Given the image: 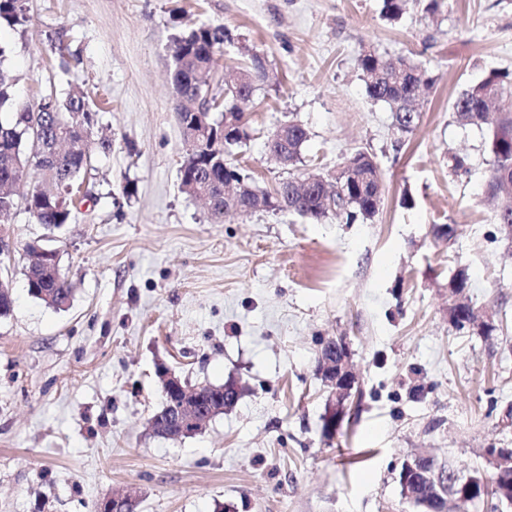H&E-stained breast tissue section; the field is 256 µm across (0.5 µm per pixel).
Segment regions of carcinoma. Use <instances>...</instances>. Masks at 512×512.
Masks as SVG:
<instances>
[{"instance_id":"carcinoma-1","label":"carcinoma","mask_w":512,"mask_h":512,"mask_svg":"<svg viewBox=\"0 0 512 512\" xmlns=\"http://www.w3.org/2000/svg\"><path fill=\"white\" fill-rule=\"evenodd\" d=\"M28 21L26 0H0V30L16 29ZM228 35L220 27L201 24L173 36L170 64L172 87L177 98V113L186 142V155L179 167L182 192L195 196L198 192L213 194L209 212L217 224L224 223V196L218 187L224 182L246 180L234 163L232 148L247 144V125L224 133V115L244 120L241 104L250 100L257 84L270 79L263 58L254 56L248 65L233 74L224 75V96L211 88L219 72L217 55ZM368 97L386 104L390 111L409 99H416L428 85L425 72L406 58L391 59L375 51H364L358 58ZM512 85V74L492 71L469 85L454 103L456 122L475 126L488 133L493 155L492 167L484 193L496 201L495 219L503 236L512 226V100L493 98L496 89ZM14 107L8 122L0 121V224L10 223L16 208L17 187L24 169L34 166L37 184L25 197L26 209L37 223L49 227L68 224L75 208L72 195L65 193L69 185L77 186L81 174L91 168L94 152L111 151L112 142L91 139L99 122L94 109L82 92L70 91L65 97L47 95L34 104H14L12 85L0 78V108ZM401 136L414 132L420 113L411 119L395 115ZM66 129L70 141L63 152L44 153L45 141L56 131ZM288 155L299 160L308 131L292 122L288 127ZM348 161L352 174L342 175L335 183L311 185L312 174L288 178V211L310 222H320L332 212L343 213L346 220H371L383 202V180L373 154L357 150ZM27 287L30 295L45 304L64 309L70 305L72 288L55 267L37 265L29 268ZM483 471L473 469L456 486L455 497L462 505H473L484 499Z\"/></svg>"}]
</instances>
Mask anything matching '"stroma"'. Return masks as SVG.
<instances>
[{
    "label": "stroma",
    "mask_w": 512,
    "mask_h": 512,
    "mask_svg": "<svg viewBox=\"0 0 512 512\" xmlns=\"http://www.w3.org/2000/svg\"><path fill=\"white\" fill-rule=\"evenodd\" d=\"M428 2L391 22L382 0H28L26 27L0 32L16 103L81 89L112 141L70 224L49 230L21 202L0 226L14 298L0 318V512H94L117 489L140 512H412L397 474L415 449L471 469L483 448H512L498 424L512 404V242L482 196L486 133L452 110L470 83L512 73V0H442L433 15ZM200 23L230 36L220 65L254 52L271 75L243 106L250 138L236 154L255 186L287 178L266 143L294 121L309 133L298 173L375 155L373 220L260 211L216 224L181 191L171 38ZM61 42L80 57L67 74L54 67ZM365 49L431 79L412 134L367 97ZM455 153L468 171L452 169ZM35 244L59 255L66 309L27 291ZM461 266L472 305L497 314L493 337L448 323ZM331 336L350 341L363 396L328 440L315 359ZM162 364L247 392L195 435L164 439L150 430Z\"/></svg>",
    "instance_id": "1"
}]
</instances>
